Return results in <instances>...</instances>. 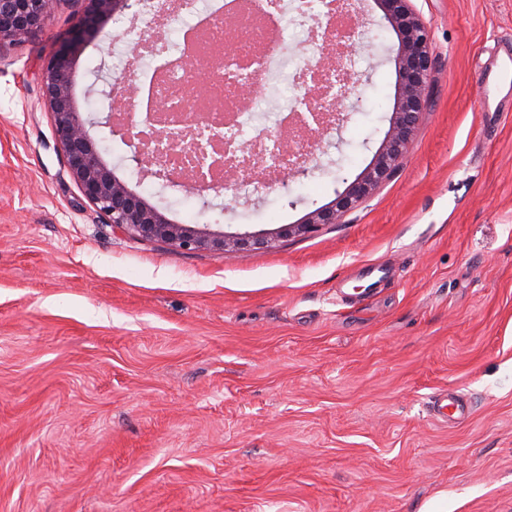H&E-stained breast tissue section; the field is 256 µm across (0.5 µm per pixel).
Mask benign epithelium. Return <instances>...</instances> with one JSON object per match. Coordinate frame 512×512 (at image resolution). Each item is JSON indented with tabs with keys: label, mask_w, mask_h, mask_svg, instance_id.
<instances>
[{
	"label": "benign epithelium",
	"mask_w": 512,
	"mask_h": 512,
	"mask_svg": "<svg viewBox=\"0 0 512 512\" xmlns=\"http://www.w3.org/2000/svg\"><path fill=\"white\" fill-rule=\"evenodd\" d=\"M61 0H0V42H21L42 29L54 14ZM86 12L77 17L68 35L49 54L41 72L42 102L53 118L55 138L60 145L67 167L83 196L109 223L144 240L163 241L177 250L195 252L214 249L222 252L247 249H271L283 236L311 237L325 224H339L384 179L402 164L408 153L414 130L424 111V91L433 67L430 31L427 24L411 8V0H377L382 11L381 24L397 36L392 57L398 75V96L389 130L371 165L358 175L337 196L330 206L317 208L298 224H285L281 230H263L229 235L212 232L197 225L179 224L169 219L158 207L132 192L103 160L89 133L92 122L82 117L74 106L72 87L77 61L87 44L98 36L95 21L122 13L139 0H86ZM354 87L353 78L337 85L336 111L327 118L314 119L315 127L307 128L310 140L322 144L333 126H341L347 111L356 109L359 102L346 105ZM132 158L143 177L170 179L171 173L161 167L149 146L138 142L133 134ZM178 138L189 150L198 146L194 120H185ZM314 157L297 159L277 177L270 178L261 164L249 157L237 167L225 169L222 184L229 188L241 176L266 187H288V179L308 172Z\"/></svg>",
	"instance_id": "obj_1"
}]
</instances>
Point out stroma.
<instances>
[{
  "mask_svg": "<svg viewBox=\"0 0 512 512\" xmlns=\"http://www.w3.org/2000/svg\"><path fill=\"white\" fill-rule=\"evenodd\" d=\"M432 35L402 164L343 223L271 249L183 252L105 221L71 177L41 67L85 0L0 45V512H512V112L480 109L512 0H412ZM358 110L289 189L141 178L92 82L132 58L100 23L74 98L117 177L182 224L275 230L331 204L395 102L373 0ZM368 261L394 277L372 295ZM468 399L438 423L435 393Z\"/></svg>",
  "mask_w": 512,
  "mask_h": 512,
  "instance_id": "stroma-1",
  "label": "stroma"
}]
</instances>
